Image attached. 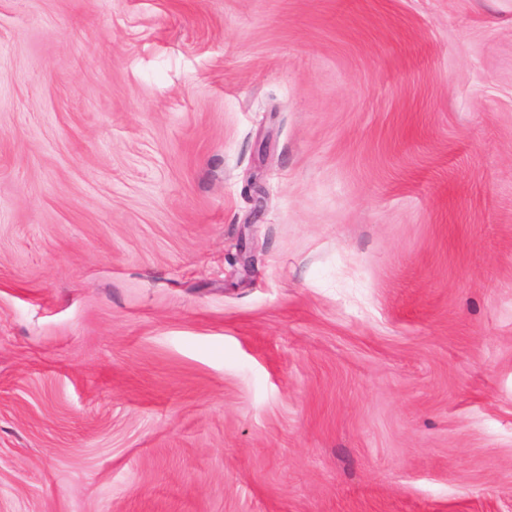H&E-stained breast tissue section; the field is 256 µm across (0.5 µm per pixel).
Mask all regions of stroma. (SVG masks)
I'll return each instance as SVG.
<instances>
[{
  "mask_svg": "<svg viewBox=\"0 0 512 512\" xmlns=\"http://www.w3.org/2000/svg\"><path fill=\"white\" fill-rule=\"evenodd\" d=\"M0 512H512V0H0Z\"/></svg>",
  "mask_w": 512,
  "mask_h": 512,
  "instance_id": "35a3bbf8",
  "label": "stroma"
}]
</instances>
